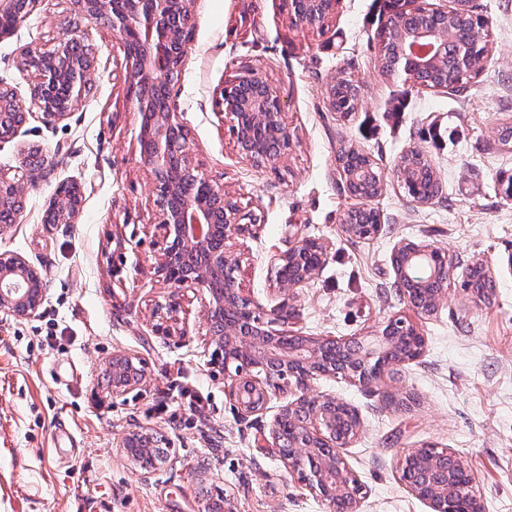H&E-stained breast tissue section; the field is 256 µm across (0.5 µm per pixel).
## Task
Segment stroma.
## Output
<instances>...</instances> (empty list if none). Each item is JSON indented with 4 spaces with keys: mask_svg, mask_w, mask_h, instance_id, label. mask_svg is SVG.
Here are the masks:
<instances>
[{
    "mask_svg": "<svg viewBox=\"0 0 512 512\" xmlns=\"http://www.w3.org/2000/svg\"><path fill=\"white\" fill-rule=\"evenodd\" d=\"M473 3L491 21V58L457 97L379 75L380 0H340L324 36L290 26L282 0L195 2L175 101L204 173L258 217L241 269L254 305L286 306L292 336L353 339L403 316L426 338L400 381L314 383L317 393L359 414L361 430L343 450L362 486L357 512H432L400 471L406 450L424 445L460 453L483 512H512V199L501 191L512 151L492 148L498 126L512 121V0ZM69 7V0H42L12 38L0 40V81L20 98L28 97L31 78L16 64L17 48L50 47ZM79 33L96 50L94 93L66 122L46 126L35 111L19 139L0 143L2 168L18 165L23 143L41 145L53 164L49 179L30 192L21 222L0 237V252L24 255L47 285L34 317L0 311V512H211L224 497L234 512H325L271 443L290 391L273 394L262 415L239 416L197 299L185 302L175 333L154 331L151 309L166 290L152 269L161 237L139 157L141 117L126 95L124 55L113 35L88 23ZM246 71L284 103L294 149L273 167L241 157L216 104L226 82ZM341 76L364 89L348 120L326 101ZM345 143L371 154L385 176L372 202L381 230L360 243L341 224L354 205L336 163ZM413 147L440 174V202L407 200L392 174L401 151ZM66 180L84 187L78 223L43 224L49 194ZM117 237L128 241L121 256ZM305 237L324 242L322 269L308 287L280 295L271 287L273 260ZM408 240L445 249L451 260L448 299L430 316H417L390 288L391 258ZM473 260L497 285L492 301L458 286ZM117 351L139 357L149 379L106 397L98 380ZM402 390L413 397L411 408L391 402ZM193 398L200 408L190 407ZM62 422L76 433V457L53 451ZM135 426L161 430L171 442L169 460L146 480L117 445ZM204 459L210 468L202 473Z\"/></svg>",
    "mask_w": 512,
    "mask_h": 512,
    "instance_id": "35a3bbf8",
    "label": "stroma"
}]
</instances>
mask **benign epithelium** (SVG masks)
I'll list each match as a JSON object with an SVG mask.
<instances>
[{
	"instance_id": "7a95c632",
	"label": "benign epithelium",
	"mask_w": 512,
	"mask_h": 512,
	"mask_svg": "<svg viewBox=\"0 0 512 512\" xmlns=\"http://www.w3.org/2000/svg\"><path fill=\"white\" fill-rule=\"evenodd\" d=\"M41 0H0V39L11 37L21 18L30 17ZM195 0H70L80 20L105 28L119 41L125 59V85L129 99L143 114L156 113V124L141 129L139 140L151 142L140 150V162L150 171L148 191L159 207L163 247L155 258L154 275L167 288L156 303L155 331L169 334L179 320L185 290L201 294L203 321L219 348L224 350L228 396L241 415L262 413L271 392L283 388L293 398L281 406L270 435L272 447L290 476L304 483L326 506L327 512H356L360 485L342 455L360 430L357 411L347 403L314 392L312 383L333 376L363 386L384 377H402L407 359L392 356L396 319L375 333L358 339L332 340L290 336L277 329L288 323L280 306L265 314L256 311L239 278L224 284V292L210 286L230 267L239 271L241 240L251 234L253 215L224 186L209 178L193 161V153L171 91L181 77L192 39ZM299 12L288 13L289 23L305 29L317 27L315 17L334 15L338 0H297ZM436 55L447 50L444 31L420 34ZM17 64L31 76L28 103L0 81V143L15 139L36 109L48 126L66 121L95 86L96 51L66 25L49 48L23 46ZM218 104L232 117L233 134L248 158L259 152L273 165L292 147L277 93L251 72L239 75L220 91ZM20 162L0 168V235L20 223L24 202L33 188L49 178L52 165L43 147L20 144ZM83 208V190L77 182H62L46 201L42 223L76 224ZM398 249L414 267L426 272L448 253L429 244L406 241ZM324 244L311 238L297 241L273 262V289L284 296L309 285L323 265ZM42 272L18 253L0 252V310L16 318L35 316L44 303ZM145 364L138 357L116 352L106 366L101 387L118 395L147 382ZM139 441L152 448L169 444L151 428L135 427L121 438L119 447ZM427 501L432 512H448V497L472 498L460 487L426 482L409 486Z\"/></svg>"
}]
</instances>
